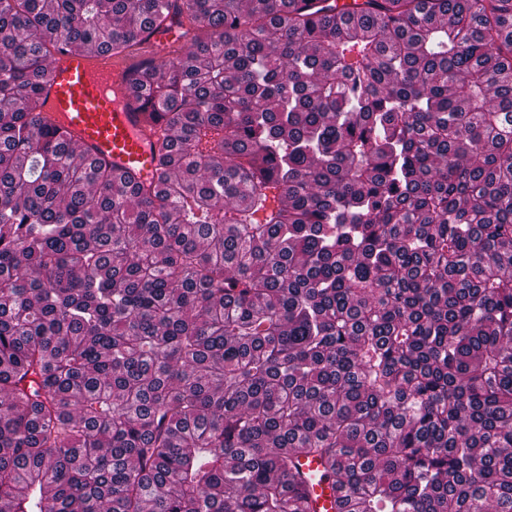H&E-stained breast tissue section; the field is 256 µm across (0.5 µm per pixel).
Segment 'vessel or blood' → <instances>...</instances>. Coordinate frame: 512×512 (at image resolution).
Masks as SVG:
<instances>
[{"mask_svg":"<svg viewBox=\"0 0 512 512\" xmlns=\"http://www.w3.org/2000/svg\"><path fill=\"white\" fill-rule=\"evenodd\" d=\"M130 63L99 50L57 53L41 89L44 124L65 130L67 139L87 158L105 162L119 177L154 170L156 130L129 96Z\"/></svg>","mask_w":512,"mask_h":512,"instance_id":"b4317fda","label":"vessel or blood"}]
</instances>
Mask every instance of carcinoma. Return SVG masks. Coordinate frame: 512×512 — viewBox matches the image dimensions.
I'll return each instance as SVG.
<instances>
[{
	"mask_svg": "<svg viewBox=\"0 0 512 512\" xmlns=\"http://www.w3.org/2000/svg\"><path fill=\"white\" fill-rule=\"evenodd\" d=\"M155 170L37 122L132 54ZM0 512H512V0H0Z\"/></svg>",
	"mask_w": 512,
	"mask_h": 512,
	"instance_id": "cac0c4a2",
	"label": "carcinoma"
}]
</instances>
